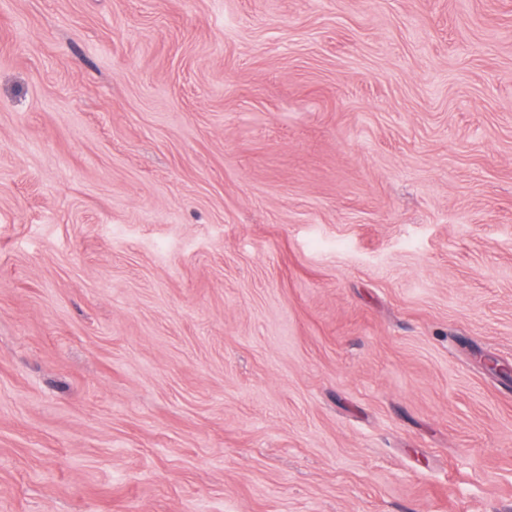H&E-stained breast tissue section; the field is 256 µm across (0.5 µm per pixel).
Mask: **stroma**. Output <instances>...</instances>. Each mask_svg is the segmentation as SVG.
Here are the masks:
<instances>
[{
    "instance_id": "1",
    "label": "stroma",
    "mask_w": 512,
    "mask_h": 512,
    "mask_svg": "<svg viewBox=\"0 0 512 512\" xmlns=\"http://www.w3.org/2000/svg\"><path fill=\"white\" fill-rule=\"evenodd\" d=\"M512 0H0V512H512Z\"/></svg>"
}]
</instances>
